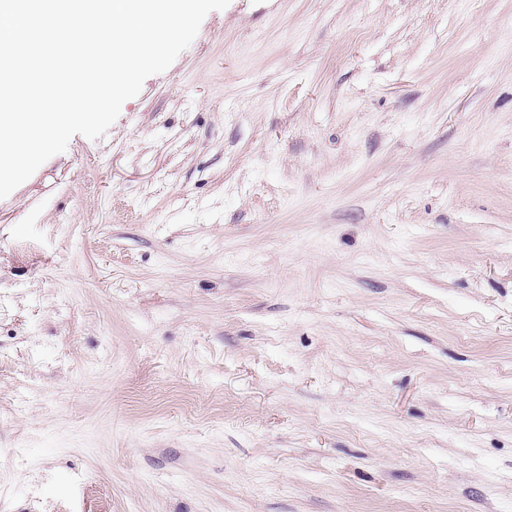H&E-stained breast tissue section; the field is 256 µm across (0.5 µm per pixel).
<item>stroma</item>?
<instances>
[{"label":"stroma","instance_id":"stroma-1","mask_svg":"<svg viewBox=\"0 0 512 512\" xmlns=\"http://www.w3.org/2000/svg\"><path fill=\"white\" fill-rule=\"evenodd\" d=\"M0 512H512V0H231L0 199Z\"/></svg>","mask_w":512,"mask_h":512}]
</instances>
